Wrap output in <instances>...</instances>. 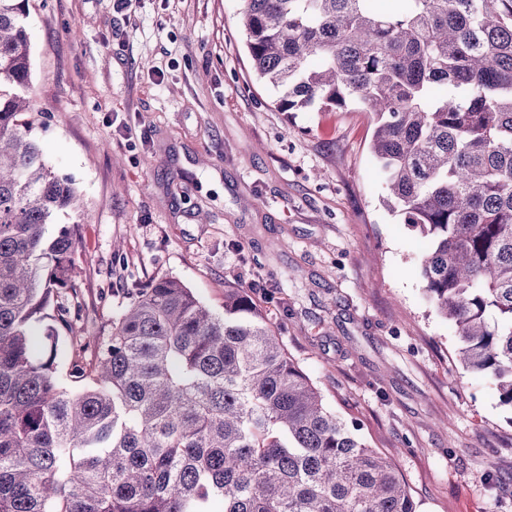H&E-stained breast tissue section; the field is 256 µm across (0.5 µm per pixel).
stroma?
Here are the masks:
<instances>
[{
	"label": "stroma",
	"instance_id": "obj_1",
	"mask_svg": "<svg viewBox=\"0 0 512 512\" xmlns=\"http://www.w3.org/2000/svg\"><path fill=\"white\" fill-rule=\"evenodd\" d=\"M239 8L29 0L34 132L85 204L77 336L109 335L127 289L158 277L219 314L225 289H250L417 512H512V425L456 359L419 274L427 241L385 204L366 112L277 111Z\"/></svg>",
	"mask_w": 512,
	"mask_h": 512
}]
</instances>
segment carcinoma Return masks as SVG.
<instances>
[{"mask_svg": "<svg viewBox=\"0 0 512 512\" xmlns=\"http://www.w3.org/2000/svg\"><path fill=\"white\" fill-rule=\"evenodd\" d=\"M28 0H0V512H416L245 288L224 314L175 278L70 339L80 195L32 135ZM281 112L358 103L460 365L512 412V0H241ZM66 363L77 391L61 386Z\"/></svg>", "mask_w": 512, "mask_h": 512, "instance_id": "carcinoma-1", "label": "carcinoma"}]
</instances>
